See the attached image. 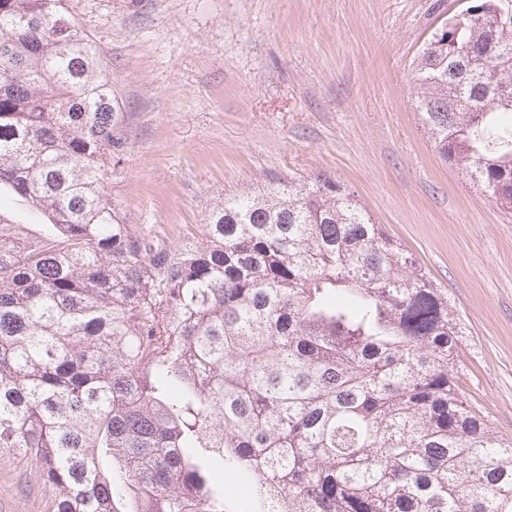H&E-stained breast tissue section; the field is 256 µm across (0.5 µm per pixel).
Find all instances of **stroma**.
<instances>
[{"mask_svg": "<svg viewBox=\"0 0 512 512\" xmlns=\"http://www.w3.org/2000/svg\"><path fill=\"white\" fill-rule=\"evenodd\" d=\"M435 0H65L107 62L124 119L104 186L170 247L225 195L335 181L447 289L467 402L512 435V213L439 155L412 76ZM51 491L0 452V512Z\"/></svg>", "mask_w": 512, "mask_h": 512, "instance_id": "35a3bbf8", "label": "stroma"}]
</instances>
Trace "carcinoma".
I'll return each instance as SVG.
<instances>
[{
  "label": "carcinoma",
  "mask_w": 512,
  "mask_h": 512,
  "mask_svg": "<svg viewBox=\"0 0 512 512\" xmlns=\"http://www.w3.org/2000/svg\"><path fill=\"white\" fill-rule=\"evenodd\" d=\"M466 0L419 54L438 153L512 210V13ZM123 122L63 0H0V450L51 512H512V438L467 403L448 291L329 179L226 195L176 250L100 172Z\"/></svg>",
  "instance_id": "carcinoma-1"
}]
</instances>
